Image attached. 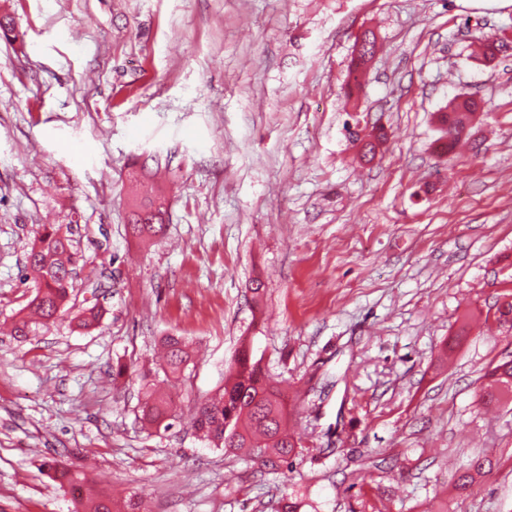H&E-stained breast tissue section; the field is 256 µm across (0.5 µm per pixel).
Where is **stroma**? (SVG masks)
Returning <instances> with one entry per match:
<instances>
[{"label": "stroma", "mask_w": 512, "mask_h": 512, "mask_svg": "<svg viewBox=\"0 0 512 512\" xmlns=\"http://www.w3.org/2000/svg\"><path fill=\"white\" fill-rule=\"evenodd\" d=\"M0 325L34 295L27 244L78 254L75 308L0 334V512H73L57 459L118 512H512V402L478 408L512 353V0H0ZM378 50L357 102V37ZM469 94L475 147L439 154L435 117ZM384 126L374 162L346 128ZM162 188L165 231L128 230ZM261 279L265 293L249 290ZM193 353L166 433L141 421L163 336ZM294 397L302 456L276 474L197 440L187 418L241 346ZM127 374L113 377L117 365ZM492 468L467 495L468 456Z\"/></svg>", "instance_id": "35a3bbf8"}]
</instances>
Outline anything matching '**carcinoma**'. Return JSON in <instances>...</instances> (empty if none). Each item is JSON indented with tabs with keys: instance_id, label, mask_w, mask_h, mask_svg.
Returning a JSON list of instances; mask_svg holds the SVG:
<instances>
[{
	"instance_id": "carcinoma-1",
	"label": "carcinoma",
	"mask_w": 512,
	"mask_h": 512,
	"mask_svg": "<svg viewBox=\"0 0 512 512\" xmlns=\"http://www.w3.org/2000/svg\"><path fill=\"white\" fill-rule=\"evenodd\" d=\"M364 44L351 62L349 75L359 87L375 54L376 36L373 31L363 32ZM479 104L470 98H453L448 109L440 113V121L447 125L446 141L440 149L449 153L470 127ZM385 134L378 131L367 135L360 146L361 158L370 161ZM161 197L135 203L132 233L148 241L163 232L162 208L157 206ZM69 230L59 226L46 231L28 244L26 269L36 283L35 295L20 312L13 327V336L27 338L32 328H47L69 304L74 291V253ZM101 318L96 307H85L76 316L77 327L90 329ZM166 360L165 375L177 377L187 366L191 354L190 343L182 337L168 336L164 340ZM489 384L476 393V401L489 405L499 401V396L512 394V359L493 367L488 373ZM142 421L159 432L173 428L178 416L173 409L172 397L143 381ZM288 414L287 402L277 386L271 383L250 349L239 351L224 387L196 407L191 416V428L201 434L215 448L241 457L245 463L258 464L270 473H277L300 454L293 436L284 424ZM485 459H471L453 474V483L465 490L481 477ZM74 512H112L110 499L94 496L78 500Z\"/></svg>"
}]
</instances>
